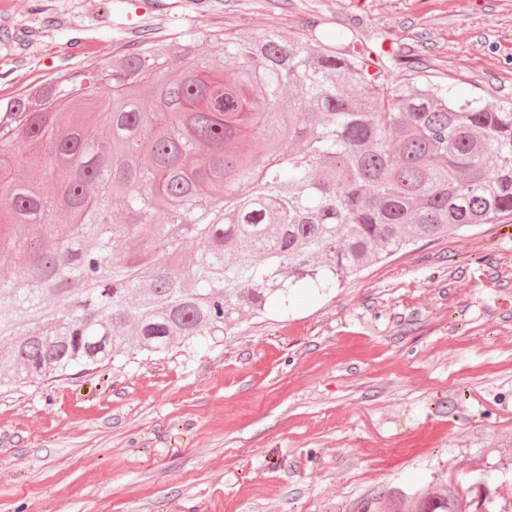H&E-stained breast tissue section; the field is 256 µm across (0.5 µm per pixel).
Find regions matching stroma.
I'll use <instances>...</instances> for the list:
<instances>
[{
	"instance_id": "obj_1",
	"label": "stroma",
	"mask_w": 512,
	"mask_h": 512,
	"mask_svg": "<svg viewBox=\"0 0 512 512\" xmlns=\"http://www.w3.org/2000/svg\"><path fill=\"white\" fill-rule=\"evenodd\" d=\"M0 97L149 36L336 44L385 83L512 100V0H0ZM455 479L512 502V216L306 286L218 344L0 389V512H362Z\"/></svg>"
}]
</instances>
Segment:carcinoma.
Segmentation results:
<instances>
[{
  "label": "carcinoma",
  "instance_id": "obj_1",
  "mask_svg": "<svg viewBox=\"0 0 512 512\" xmlns=\"http://www.w3.org/2000/svg\"><path fill=\"white\" fill-rule=\"evenodd\" d=\"M211 40L222 71L192 44L176 66L147 37L122 49L112 72L129 85L151 73L148 103L142 88L102 92L96 62L88 91L56 111L53 83L0 98V383L110 362L132 340L148 353L219 343L272 297L512 215V101L379 84L343 35L323 49L275 31ZM90 121L105 140L82 137ZM17 156L34 178L9 180ZM116 202L139 223L99 221ZM187 230L202 242L188 276ZM386 500L387 512H478L451 480Z\"/></svg>",
  "mask_w": 512,
  "mask_h": 512
}]
</instances>
